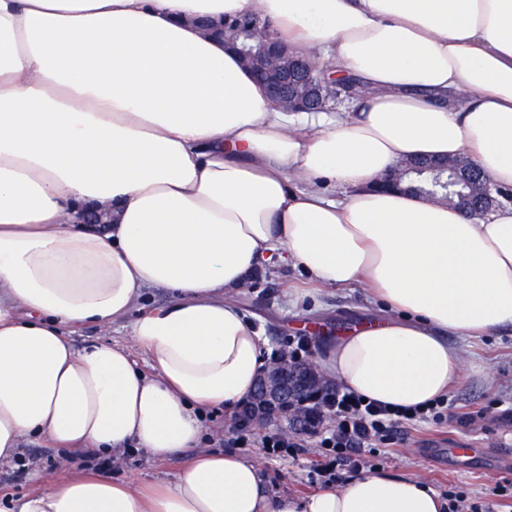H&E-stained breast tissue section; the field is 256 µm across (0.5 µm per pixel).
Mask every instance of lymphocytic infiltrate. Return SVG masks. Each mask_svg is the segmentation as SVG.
Returning a JSON list of instances; mask_svg holds the SVG:
<instances>
[{
    "label": "lymphocytic infiltrate",
    "mask_w": 512,
    "mask_h": 512,
    "mask_svg": "<svg viewBox=\"0 0 512 512\" xmlns=\"http://www.w3.org/2000/svg\"><path fill=\"white\" fill-rule=\"evenodd\" d=\"M314 405L311 427L326 431L319 441L322 459L317 473L328 485L337 482L336 468L341 462L354 461L367 449L407 436L417 423L447 422L449 409L444 398L422 408L392 409L364 401L362 396L339 385L327 387Z\"/></svg>",
    "instance_id": "obj_1"
}]
</instances>
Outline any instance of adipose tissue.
<instances>
[{"label": "adipose tissue", "mask_w": 512, "mask_h": 512, "mask_svg": "<svg viewBox=\"0 0 512 512\" xmlns=\"http://www.w3.org/2000/svg\"><path fill=\"white\" fill-rule=\"evenodd\" d=\"M259 15L366 95L287 112L199 20ZM468 157L512 186V0H0V462L23 437L108 455L196 444L254 388L266 338L233 298L263 267L365 284L390 315L327 341L324 377L398 407L462 375L449 336L512 328V205L476 217L375 181ZM340 198H333V191ZM131 345L76 347L145 289ZM139 348L149 368L131 354ZM368 472L305 498L209 453L148 487L97 474L12 512H445Z\"/></svg>", "instance_id": "adipose-tissue-1"}]
</instances>
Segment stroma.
I'll return each mask as SVG.
<instances>
[{"instance_id": "stroma-1", "label": "stroma", "mask_w": 512, "mask_h": 512, "mask_svg": "<svg viewBox=\"0 0 512 512\" xmlns=\"http://www.w3.org/2000/svg\"><path fill=\"white\" fill-rule=\"evenodd\" d=\"M305 279L301 269L271 266L234 298L267 337L271 349L287 347L293 337H306L307 361L313 364L318 360L323 337L379 317L382 303L360 285L320 289L300 302H291L292 289L302 287ZM170 300L166 289H146L130 316L113 322L110 332L102 334L82 327L72 333L71 339L80 347L101 341L130 344L133 316L163 307ZM448 343L463 358L462 378L450 390L455 404L453 417L439 425L420 424L405 440L379 445L377 451L365 453L356 466L339 467L341 479L383 470L425 479L442 493L458 487L471 503H497L495 487L512 483V330L487 336H452ZM303 440L305 452L294 456L272 458L262 449H246V456L261 467L273 492L306 496L321 490L316 473L319 438L307 434ZM455 441L472 447V454L449 456L448 445ZM21 446L23 455L19 460L0 464V512H8L12 499L34 491L32 468L60 482L82 473L89 463L82 451L65 452L35 438L24 439ZM196 451L187 448L157 458L131 450L120 455L118 464L104 466L101 473L139 485L171 482Z\"/></svg>"}]
</instances>
